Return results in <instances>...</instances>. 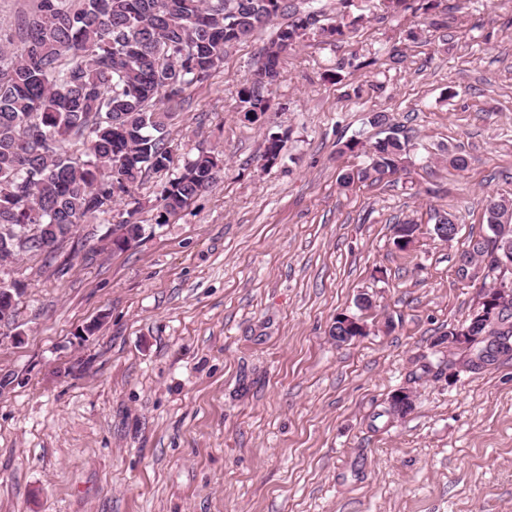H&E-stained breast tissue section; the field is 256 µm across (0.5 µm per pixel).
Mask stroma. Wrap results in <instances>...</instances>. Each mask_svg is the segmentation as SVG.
Wrapping results in <instances>:
<instances>
[{
    "mask_svg": "<svg viewBox=\"0 0 512 512\" xmlns=\"http://www.w3.org/2000/svg\"><path fill=\"white\" fill-rule=\"evenodd\" d=\"M308 30L282 57L265 124L238 91L273 29L235 44L166 129L173 164L222 152L217 184L157 223L167 173L135 191L142 238L106 239L126 209L79 225L52 263L0 268L25 285L0 325V512H512V359L421 375L436 340L469 318L499 272L485 199L512 198V0H291ZM404 172L342 187L383 136ZM283 138L267 167L265 140ZM466 156L457 171L447 159ZM458 234L433 232L434 212ZM421 226L406 250L393 227ZM373 305L359 309L360 297ZM367 330L339 344L337 314ZM414 392L389 420L391 394Z\"/></svg>",
    "mask_w": 512,
    "mask_h": 512,
    "instance_id": "35a3bbf8",
    "label": "stroma"
}]
</instances>
